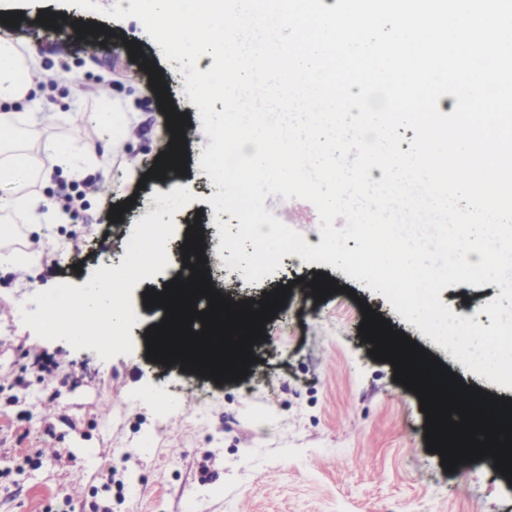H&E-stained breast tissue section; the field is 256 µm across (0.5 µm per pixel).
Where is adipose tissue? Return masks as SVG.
Segmentation results:
<instances>
[{"label":"adipose tissue","instance_id":"adipose-tissue-1","mask_svg":"<svg viewBox=\"0 0 512 512\" xmlns=\"http://www.w3.org/2000/svg\"><path fill=\"white\" fill-rule=\"evenodd\" d=\"M41 69L37 54L21 50L12 37L0 34V104L24 101L37 91ZM46 119L40 112L0 113V214L34 213L43 207L48 217L62 219L61 210L48 207L46 199L32 191V184L51 180L57 168L73 167L75 158L95 157V141L77 146L62 138L49 141L42 156L33 157L16 134L24 127L36 128Z\"/></svg>","mask_w":512,"mask_h":512}]
</instances>
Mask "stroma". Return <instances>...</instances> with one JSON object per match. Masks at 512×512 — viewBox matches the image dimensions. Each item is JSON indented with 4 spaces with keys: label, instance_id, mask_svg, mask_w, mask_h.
<instances>
[{
    "label": "stroma",
    "instance_id": "35a3bbf8",
    "mask_svg": "<svg viewBox=\"0 0 512 512\" xmlns=\"http://www.w3.org/2000/svg\"><path fill=\"white\" fill-rule=\"evenodd\" d=\"M20 36L47 70L63 68L79 96L50 88L37 101L15 104L18 112L45 111L49 136L109 148L116 129L96 125L97 95L109 93L138 117L124 148L112 152L88 178L114 185L111 196L86 190V178L58 171L35 189L48 199L69 194L74 204L62 221H33L20 214L0 248L13 254L45 246L39 265L22 272L0 268V512H512V484L478 462L448 472L440 454L428 451L425 414L415 393L393 379L390 363L369 356L359 335L361 305H370L470 386L512 399L503 387L449 359L446 348L403 319L365 282L330 264L304 265L283 256L274 274L242 283L239 295L289 286L265 340L244 379L222 384L159 366L147 359L145 328L133 326V350L101 359L62 340H45L25 326L20 309L36 311L32 295L60 282L84 285L94 270L120 265L132 226L158 210L154 199L164 180L138 185L131 163L148 171L169 152L172 133L149 85L157 70L173 103L185 116L187 175L195 201L175 213L176 235L167 242L170 263L132 291L134 309L146 289L159 288L180 268L181 235L196 214L214 217L215 185L200 167L194 135L200 114L185 94L179 61L165 60L160 46L134 18L118 21L60 0H23L9 10ZM53 20L52 30L40 17ZM89 27L83 42L71 39ZM134 198L120 222L111 206ZM266 210L280 220L296 215L297 232L319 237V215L309 202L268 196ZM324 274L341 292L315 301L294 287L297 279ZM496 284L459 283L444 288L441 302L454 314L482 313ZM194 392L184 403L185 392Z\"/></svg>",
    "mask_w": 512,
    "mask_h": 512
}]
</instances>
